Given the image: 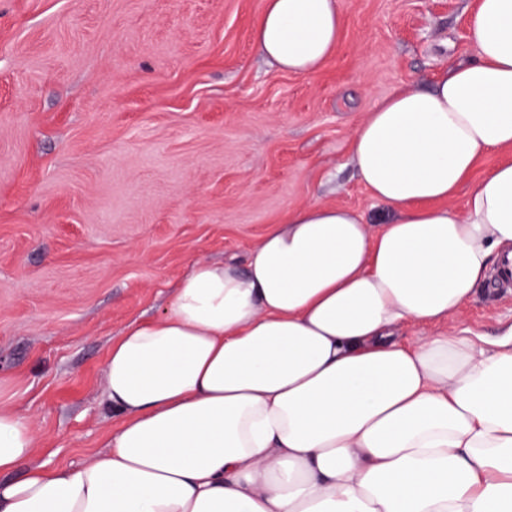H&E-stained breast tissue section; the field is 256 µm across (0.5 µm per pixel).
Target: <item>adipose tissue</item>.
I'll list each match as a JSON object with an SVG mask.
<instances>
[{"label":"adipose tissue","instance_id":"ef3b65f1","mask_svg":"<svg viewBox=\"0 0 512 512\" xmlns=\"http://www.w3.org/2000/svg\"><path fill=\"white\" fill-rule=\"evenodd\" d=\"M340 0H263L253 30L280 69L335 51ZM472 61L399 88L352 159L382 223L313 203L243 260L198 262L169 310L106 358L117 421L79 465L30 466V424L0 409V512H512V327L482 346L443 321L512 261V163L442 208L476 161L512 150V0H479Z\"/></svg>","mask_w":512,"mask_h":512}]
</instances>
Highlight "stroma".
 <instances>
[{"label": "stroma", "instance_id": "35a3bbf8", "mask_svg": "<svg viewBox=\"0 0 512 512\" xmlns=\"http://www.w3.org/2000/svg\"><path fill=\"white\" fill-rule=\"evenodd\" d=\"M341 2L335 52L301 76L256 49L262 0H0V408L33 463L106 447L109 347L195 262L244 258L311 203L381 214L355 130L473 58L477 0ZM449 323L494 339L512 293L485 283Z\"/></svg>", "mask_w": 512, "mask_h": 512}]
</instances>
